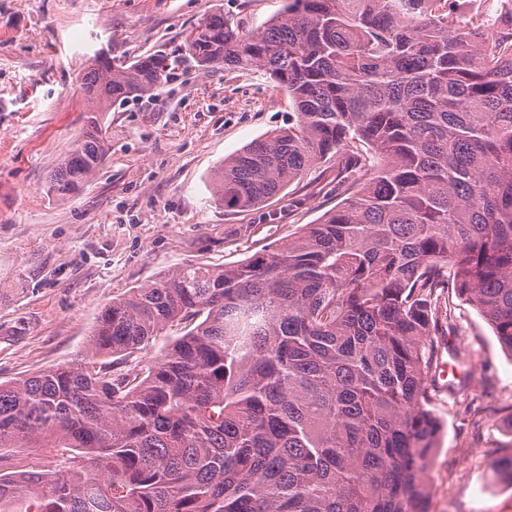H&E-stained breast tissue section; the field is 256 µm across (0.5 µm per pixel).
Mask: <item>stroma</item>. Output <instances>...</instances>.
<instances>
[{
	"label": "stroma",
	"instance_id": "35a3bbf8",
	"mask_svg": "<svg viewBox=\"0 0 512 512\" xmlns=\"http://www.w3.org/2000/svg\"><path fill=\"white\" fill-rule=\"evenodd\" d=\"M285 0H0V382L80 360L112 298L186 263L237 264L319 222L342 195L333 159L305 171L267 208L224 209L213 173L224 158L291 126L290 98L263 71L199 70L181 61L154 95L103 116L99 175L66 199L46 190L88 108L82 76L99 53L132 62L171 51L206 14L246 29ZM440 363L465 380L430 389L441 423L430 512H512V486L492 480L512 455V355L455 300ZM44 443L0 450V471L55 470Z\"/></svg>",
	"mask_w": 512,
	"mask_h": 512
}]
</instances>
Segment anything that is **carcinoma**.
I'll return each mask as SVG.
<instances>
[{
    "label": "carcinoma",
    "instance_id": "obj_1",
    "mask_svg": "<svg viewBox=\"0 0 512 512\" xmlns=\"http://www.w3.org/2000/svg\"><path fill=\"white\" fill-rule=\"evenodd\" d=\"M488 41L430 0H287L253 31L215 11L170 53L94 57L55 197L99 173L103 113L183 55L264 71L298 115L224 159L225 209L261 208L329 155L347 197L237 265L112 299L82 363L0 383V448L77 451L55 472H0V512H429L447 289L512 354V51ZM174 327L139 371L106 362Z\"/></svg>",
    "mask_w": 512,
    "mask_h": 512
}]
</instances>
